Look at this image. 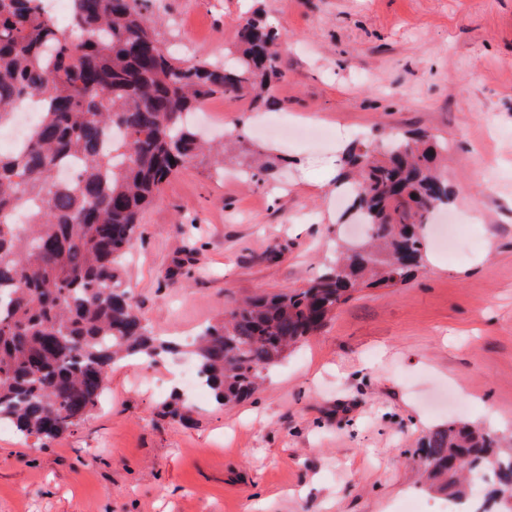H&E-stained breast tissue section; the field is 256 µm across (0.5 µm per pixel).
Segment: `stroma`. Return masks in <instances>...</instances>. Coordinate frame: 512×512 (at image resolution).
Returning a JSON list of instances; mask_svg holds the SVG:
<instances>
[{"label": "stroma", "instance_id": "1", "mask_svg": "<svg viewBox=\"0 0 512 512\" xmlns=\"http://www.w3.org/2000/svg\"><path fill=\"white\" fill-rule=\"evenodd\" d=\"M166 45L235 51L259 12L284 39L278 114L328 143L253 132L250 97L211 98L224 151L198 155L145 209L120 271L154 335L179 342L254 295L325 272L354 241L331 170L424 130L467 243L429 249L406 283L369 287L223 406L172 389L190 357L113 366L91 418L49 445L0 429V512H396L417 494L420 438L457 418L512 440V0H148ZM500 171L495 190L481 172ZM165 382L152 391L155 378ZM188 401L184 419L168 404Z\"/></svg>", "mask_w": 512, "mask_h": 512}]
</instances>
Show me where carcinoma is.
Instances as JSON below:
<instances>
[{"mask_svg":"<svg viewBox=\"0 0 512 512\" xmlns=\"http://www.w3.org/2000/svg\"><path fill=\"white\" fill-rule=\"evenodd\" d=\"M71 2L62 27L40 0H0V127L14 105L43 102L29 146L0 153V422L46 441L93 414L112 365L173 351L120 287V266L162 183L201 150L188 114L217 93L253 92L274 107L281 76L280 38L257 18L239 24L229 66L172 55L146 0ZM447 152L422 134L352 154L368 241L338 251L305 287L237 302L200 331L189 354L216 401L251 396L264 371L364 284L404 283L424 265L423 228L448 201L437 172ZM74 157L80 168L57 180ZM21 207L26 224L8 222ZM418 452L430 490L464 497L470 474L487 471L485 512H512V446L494 433L450 420Z\"/></svg>","mask_w":512,"mask_h":512,"instance_id":"carcinoma-1","label":"carcinoma"}]
</instances>
